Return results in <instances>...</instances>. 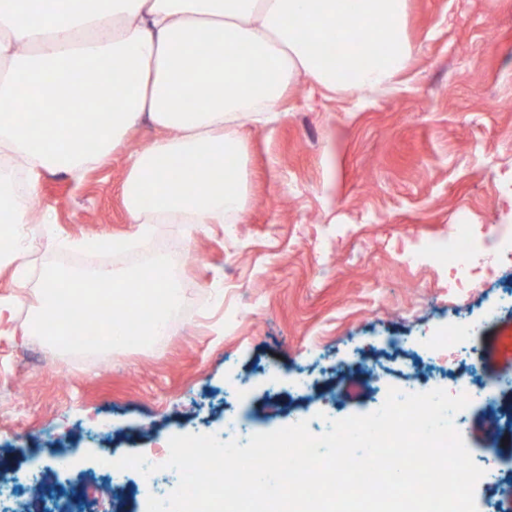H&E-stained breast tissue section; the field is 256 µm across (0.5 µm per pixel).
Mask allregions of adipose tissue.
I'll list each match as a JSON object with an SVG mask.
<instances>
[{"mask_svg": "<svg viewBox=\"0 0 512 512\" xmlns=\"http://www.w3.org/2000/svg\"><path fill=\"white\" fill-rule=\"evenodd\" d=\"M407 0H0V162L45 172L104 162L141 117L168 138L129 158L131 223L220 224L246 201L243 115L269 124L289 85L390 88L411 57ZM362 33L350 41L351 31ZM96 70L100 109L68 111ZM194 96L200 103L181 107ZM159 198L156 206L147 197Z\"/></svg>", "mask_w": 512, "mask_h": 512, "instance_id": "obj_1", "label": "adipose tissue"}]
</instances>
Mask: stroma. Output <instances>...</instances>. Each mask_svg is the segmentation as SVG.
I'll return each instance as SVG.
<instances>
[{
    "label": "stroma",
    "instance_id": "obj_1",
    "mask_svg": "<svg viewBox=\"0 0 512 512\" xmlns=\"http://www.w3.org/2000/svg\"><path fill=\"white\" fill-rule=\"evenodd\" d=\"M406 29L413 52L395 88L329 92L302 77L274 122L245 124L238 218L139 235L127 158L166 135L146 118L81 178L42 175L34 209L55 221L33 225V254L0 269V512L84 497L98 512H146L139 472L116 481L100 459L162 465L171 437L221 435L241 408L246 441L292 413L313 429L372 413L411 380L451 392L461 374L512 379V262L453 295L445 265L407 260L455 224L512 226V0H407ZM163 237L190 254L179 279L191 302L168 334L80 361L34 334L48 262L82 269L97 258L89 240ZM453 323L471 329L467 353L431 349ZM371 368L370 393L341 398ZM478 415L463 433L472 459L498 456L476 484L478 512H512V422L491 445Z\"/></svg>",
    "mask_w": 512,
    "mask_h": 512
}]
</instances>
